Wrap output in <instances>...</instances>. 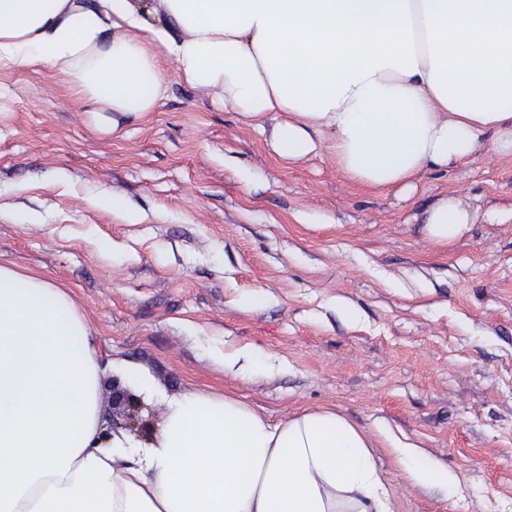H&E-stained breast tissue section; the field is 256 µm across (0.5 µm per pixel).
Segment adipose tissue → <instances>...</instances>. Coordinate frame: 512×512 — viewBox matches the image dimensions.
Here are the masks:
<instances>
[{"instance_id":"1","label":"adipose tissue","mask_w":512,"mask_h":512,"mask_svg":"<svg viewBox=\"0 0 512 512\" xmlns=\"http://www.w3.org/2000/svg\"><path fill=\"white\" fill-rule=\"evenodd\" d=\"M0 0V71L51 68L94 112L145 116L159 68L295 162L334 135L351 181L411 191L487 135L512 156V0ZM471 228L455 199L424 234ZM97 344L69 295L0 264V512H392L368 435L333 411L272 422L202 393L142 440L102 438Z\"/></svg>"}]
</instances>
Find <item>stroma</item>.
<instances>
[{
  "label": "stroma",
  "instance_id": "obj_1",
  "mask_svg": "<svg viewBox=\"0 0 512 512\" xmlns=\"http://www.w3.org/2000/svg\"><path fill=\"white\" fill-rule=\"evenodd\" d=\"M159 66L157 111L119 119L50 68L0 71V264L67 291L96 337L102 433L111 378L144 374L273 422L341 414L368 433L392 512H512V156L489 136L411 194L358 185L327 141L279 159L284 113L256 131ZM450 198L472 229L447 248L423 226ZM228 346L254 363L226 366ZM395 440L456 492L412 484Z\"/></svg>",
  "mask_w": 512,
  "mask_h": 512
}]
</instances>
